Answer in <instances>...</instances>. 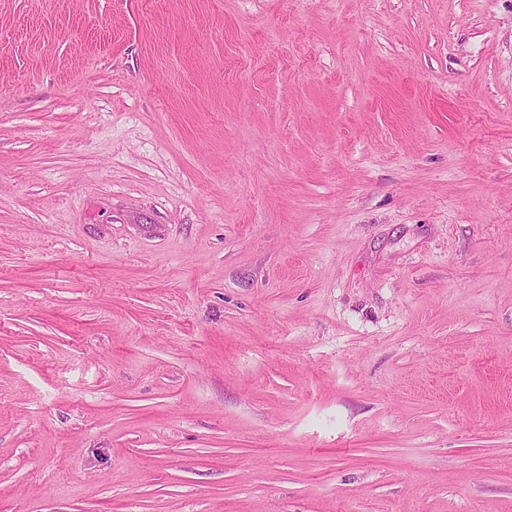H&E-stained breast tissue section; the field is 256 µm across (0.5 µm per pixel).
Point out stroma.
Masks as SVG:
<instances>
[{
	"label": "stroma",
	"mask_w": 512,
	"mask_h": 512,
	"mask_svg": "<svg viewBox=\"0 0 512 512\" xmlns=\"http://www.w3.org/2000/svg\"><path fill=\"white\" fill-rule=\"evenodd\" d=\"M0 512H512V0H0Z\"/></svg>",
	"instance_id": "stroma-1"
}]
</instances>
